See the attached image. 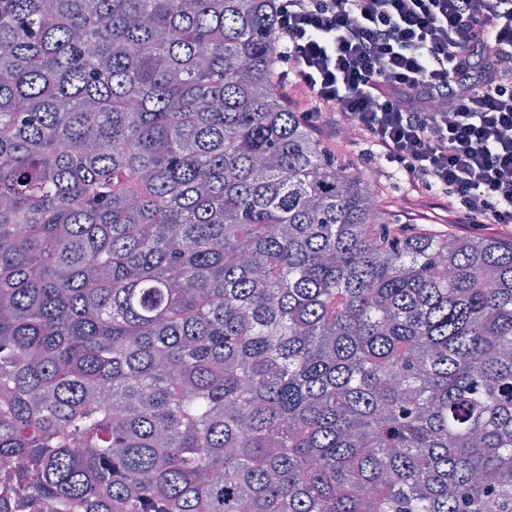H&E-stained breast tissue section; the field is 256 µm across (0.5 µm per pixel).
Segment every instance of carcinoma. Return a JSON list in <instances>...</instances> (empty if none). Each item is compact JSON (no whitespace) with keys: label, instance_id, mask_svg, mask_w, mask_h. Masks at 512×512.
<instances>
[{"label":"carcinoma","instance_id":"cac0c4a2","mask_svg":"<svg viewBox=\"0 0 512 512\" xmlns=\"http://www.w3.org/2000/svg\"><path fill=\"white\" fill-rule=\"evenodd\" d=\"M275 23L0 0V512H512V237L377 207ZM315 136L316 137L318 136L323 141V144L331 150V152L338 159L337 160L338 164L358 165V162H357L358 153L360 152L361 149L364 148L363 146H361L359 144H351V142H347L343 138H338L337 136H335L334 138H332L330 140H327V139L319 136L318 134H315Z\"/></svg>","mask_w":512,"mask_h":512}]
</instances>
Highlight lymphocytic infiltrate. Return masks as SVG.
I'll return each instance as SVG.
<instances>
[{
  "instance_id": "f902f5d3",
  "label": "lymphocytic infiltrate",
  "mask_w": 512,
  "mask_h": 512,
  "mask_svg": "<svg viewBox=\"0 0 512 512\" xmlns=\"http://www.w3.org/2000/svg\"><path fill=\"white\" fill-rule=\"evenodd\" d=\"M280 87L413 192L512 226V0H274Z\"/></svg>"
}]
</instances>
